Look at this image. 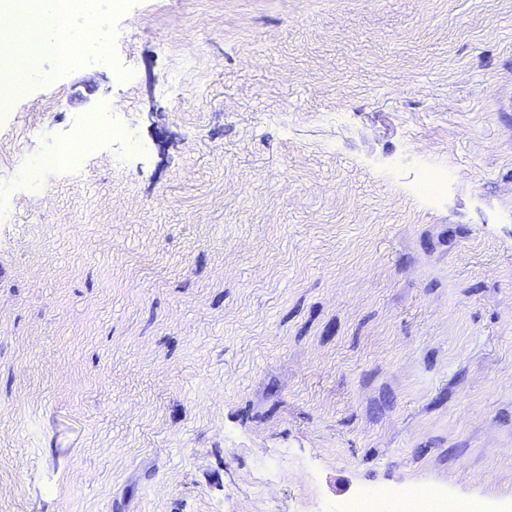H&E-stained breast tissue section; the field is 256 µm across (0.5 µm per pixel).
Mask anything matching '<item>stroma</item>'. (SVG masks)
<instances>
[{
    "mask_svg": "<svg viewBox=\"0 0 512 512\" xmlns=\"http://www.w3.org/2000/svg\"><path fill=\"white\" fill-rule=\"evenodd\" d=\"M90 24L0 126V512H512V0ZM111 132L106 137L122 138L123 129L117 122L103 123L98 117L90 116L79 122L72 134L62 140L44 160L46 165L58 168H73L74 157L78 151L89 152L93 149L96 141H92V134H98L100 128Z\"/></svg>",
    "mask_w": 512,
    "mask_h": 512,
    "instance_id": "1",
    "label": "stroma"
}]
</instances>
